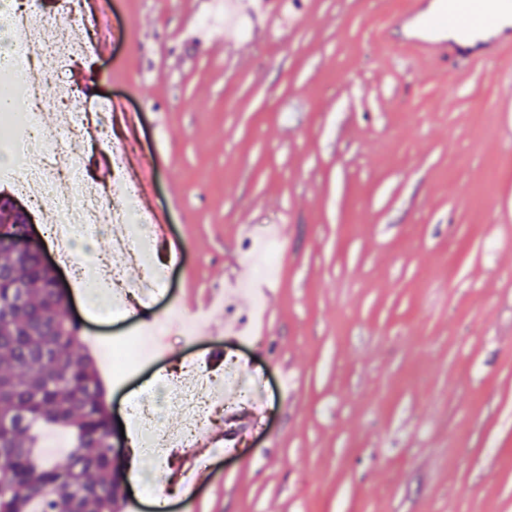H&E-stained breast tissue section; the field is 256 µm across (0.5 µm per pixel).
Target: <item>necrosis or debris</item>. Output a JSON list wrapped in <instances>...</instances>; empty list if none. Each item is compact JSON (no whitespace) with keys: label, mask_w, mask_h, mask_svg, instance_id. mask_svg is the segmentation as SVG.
Masks as SVG:
<instances>
[{"label":"necrosis or debris","mask_w":512,"mask_h":512,"mask_svg":"<svg viewBox=\"0 0 512 512\" xmlns=\"http://www.w3.org/2000/svg\"><path fill=\"white\" fill-rule=\"evenodd\" d=\"M85 13V0H61L60 11L53 16L43 15L36 0H28L22 8L17 7L16 0H0V56L23 88L42 96L38 109L0 114V129L5 130L8 145L20 156L39 159V166L19 169L10 178L18 192L44 207L56 255L70 265L75 278L84 276L83 266L72 261L75 240H89L103 232L110 237L114 251L139 267V276L131 278L124 268L107 261L98 259L93 263L98 285L107 291L112 310L117 313L149 303L162 278L146 254V221L135 206L138 187L122 185L109 201L83 176L86 155L80 141L98 149L111 148L117 165L123 160V149L112 146L103 121H91L62 107L70 93L64 73L72 56L92 49L93 29L86 24ZM43 55L54 59L53 71L33 66V58ZM45 109L63 113V123L53 126L43 122L40 115ZM255 397L251 386L235 380L218 384L194 366L183 375L165 379L163 386L146 393L130 414L134 433L142 437L143 459L158 464L172 451L195 447L204 437L209 411L216 400H223L230 411ZM166 408L179 414V425L165 423L162 411Z\"/></svg>","instance_id":"1"}]
</instances>
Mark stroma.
<instances>
[{
    "mask_svg": "<svg viewBox=\"0 0 512 512\" xmlns=\"http://www.w3.org/2000/svg\"><path fill=\"white\" fill-rule=\"evenodd\" d=\"M402 2L103 0L111 50L66 74L73 111L112 104L169 230L149 307L92 308L60 265L70 314L111 338L200 321L105 380L117 421L195 358L265 387L214 414L197 512H512V130L491 106L512 50L378 43Z\"/></svg>",
    "mask_w": 512,
    "mask_h": 512,
    "instance_id": "1",
    "label": "stroma"
}]
</instances>
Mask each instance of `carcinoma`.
I'll return each instance as SVG.
<instances>
[{"label": "carcinoma", "instance_id": "carcinoma-1", "mask_svg": "<svg viewBox=\"0 0 512 512\" xmlns=\"http://www.w3.org/2000/svg\"><path fill=\"white\" fill-rule=\"evenodd\" d=\"M3 222L15 233L25 228L7 197ZM81 331L38 252L0 249V512H123L111 414ZM50 427L71 435L61 458L40 450Z\"/></svg>", "mask_w": 512, "mask_h": 512}]
</instances>
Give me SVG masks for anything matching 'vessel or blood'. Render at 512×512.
<instances>
[{
    "label": "vessel or blood",
    "mask_w": 512,
    "mask_h": 512,
    "mask_svg": "<svg viewBox=\"0 0 512 512\" xmlns=\"http://www.w3.org/2000/svg\"><path fill=\"white\" fill-rule=\"evenodd\" d=\"M375 36L425 60L491 63L512 47V0H406Z\"/></svg>",
    "instance_id": "vessel-or-blood-1"
}]
</instances>
